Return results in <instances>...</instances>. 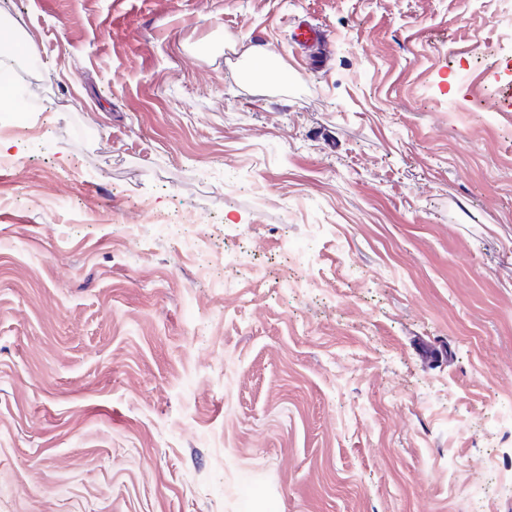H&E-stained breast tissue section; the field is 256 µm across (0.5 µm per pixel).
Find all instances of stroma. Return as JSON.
<instances>
[{
  "instance_id": "35a3bbf8",
  "label": "stroma",
  "mask_w": 512,
  "mask_h": 512,
  "mask_svg": "<svg viewBox=\"0 0 512 512\" xmlns=\"http://www.w3.org/2000/svg\"><path fill=\"white\" fill-rule=\"evenodd\" d=\"M500 7L0 0V512H512Z\"/></svg>"
}]
</instances>
